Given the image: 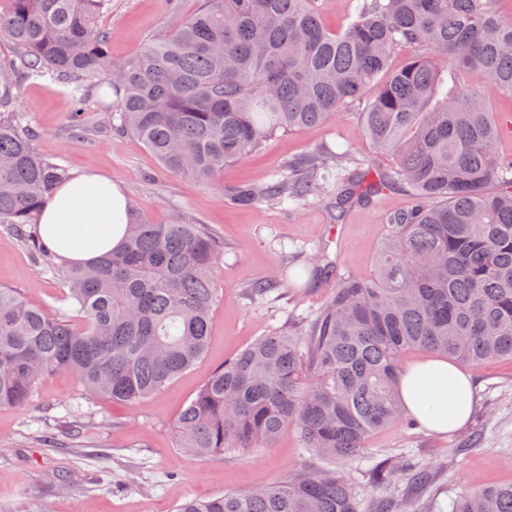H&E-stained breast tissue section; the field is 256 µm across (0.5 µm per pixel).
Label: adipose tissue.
Returning <instances> with one entry per match:
<instances>
[{"instance_id":"adipose-tissue-1","label":"adipose tissue","mask_w":512,"mask_h":512,"mask_svg":"<svg viewBox=\"0 0 512 512\" xmlns=\"http://www.w3.org/2000/svg\"><path fill=\"white\" fill-rule=\"evenodd\" d=\"M126 191L119 181L94 171L62 184L45 204L40 232L58 254L89 263L118 247L128 222ZM398 394L404 411L428 429L461 428L473 408V378L445 358L406 367Z\"/></svg>"}]
</instances>
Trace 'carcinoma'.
Listing matches in <instances>:
<instances>
[{"label":"carcinoma","instance_id":"carcinoma-1","mask_svg":"<svg viewBox=\"0 0 512 512\" xmlns=\"http://www.w3.org/2000/svg\"><path fill=\"white\" fill-rule=\"evenodd\" d=\"M112 0H0V226L65 289L49 314L0 288V406L21 407L49 373L73 375L88 399L132 403L161 393L205 354L224 246L200 224H155L135 203L122 245L69 263L39 233L63 164L40 156L16 90L32 76L63 85L81 117L90 92L112 90L106 126L138 137L170 172L210 179L279 132L323 124L366 101L362 120L383 172L333 176L347 155L317 151L272 185L229 192L239 206L302 205L325 191L336 208L407 188L386 216L369 278L336 275L333 297L304 329L261 336L213 370L174 426L193 457L270 448L286 431L328 462L361 456L372 432L398 421L402 357L424 349L480 366L512 359V156L488 95L512 96V22L490 0H363L326 28L314 0H198L135 57L112 63V32L95 26ZM399 45L421 49L388 70ZM482 90L461 87L467 71ZM386 490L422 485L410 459L372 472ZM450 512H512V482L459 493ZM351 483L301 472L176 512H359Z\"/></svg>","mask_w":512,"mask_h":512}]
</instances>
